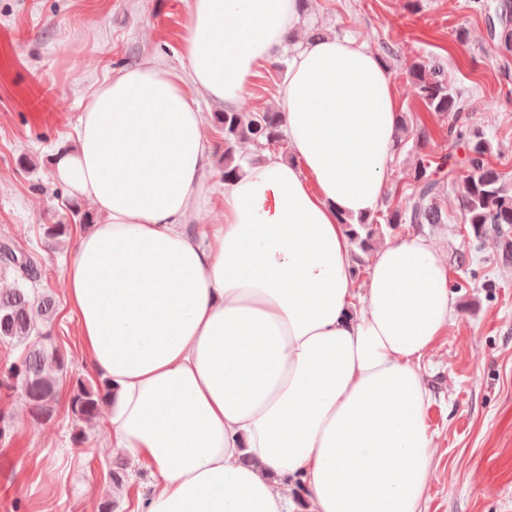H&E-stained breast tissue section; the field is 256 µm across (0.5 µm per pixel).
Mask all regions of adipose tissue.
I'll use <instances>...</instances> for the list:
<instances>
[{
  "label": "adipose tissue",
  "mask_w": 512,
  "mask_h": 512,
  "mask_svg": "<svg viewBox=\"0 0 512 512\" xmlns=\"http://www.w3.org/2000/svg\"><path fill=\"white\" fill-rule=\"evenodd\" d=\"M286 44L291 159L207 181L201 99L232 107ZM181 50L184 71L100 83L53 160L101 217L64 278L112 446L151 477L133 512H426L421 362L453 313L448 263L407 234L355 281L339 222L385 193L388 69L355 39L308 38L296 0H191ZM217 197L222 222L202 224Z\"/></svg>",
  "instance_id": "ef3b65f1"
}]
</instances>
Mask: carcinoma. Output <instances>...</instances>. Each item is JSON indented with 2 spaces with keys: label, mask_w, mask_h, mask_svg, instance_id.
Segmentation results:
<instances>
[{
  "label": "carcinoma",
  "mask_w": 512,
  "mask_h": 512,
  "mask_svg": "<svg viewBox=\"0 0 512 512\" xmlns=\"http://www.w3.org/2000/svg\"><path fill=\"white\" fill-rule=\"evenodd\" d=\"M488 24L500 45L512 51V0H500L496 17L488 18ZM408 74L424 105L448 120V142L466 147L463 164L467 175L459 197L462 222L471 225L477 237L494 233L502 260L511 261L512 179L488 166L491 143L485 131L464 114L465 108L443 75V67L436 62L418 60L409 66ZM214 123L224 134L226 180L234 178L241 163L255 164L261 159L259 153L250 157L237 154V144L250 142L261 151L283 140L280 110L226 109L214 113ZM426 142L425 133L414 132L405 118H399L397 147L402 149L410 143L417 155L412 182L399 201L387 203L386 210L377 216L356 220L340 217V223L348 228L351 242L361 250L369 248V241L384 226L394 229L400 224L446 223L441 201L447 181L438 174L447 169L452 156L426 151ZM72 232L73 225L59 220L44 225L43 238L49 244H57ZM0 273L12 274L15 281L14 288L0 290V344L32 342L31 348L21 354L7 355L0 360V389H20L32 416L49 421L56 415L60 384L69 372L71 356L51 338L55 300L46 293L35 292V286L44 277L42 259L32 249L23 250L7 238L0 239ZM106 395L107 388L102 384L80 378L72 383L68 408L74 422V441L83 439L81 424L98 417Z\"/></svg>",
  "instance_id": "1"
}]
</instances>
